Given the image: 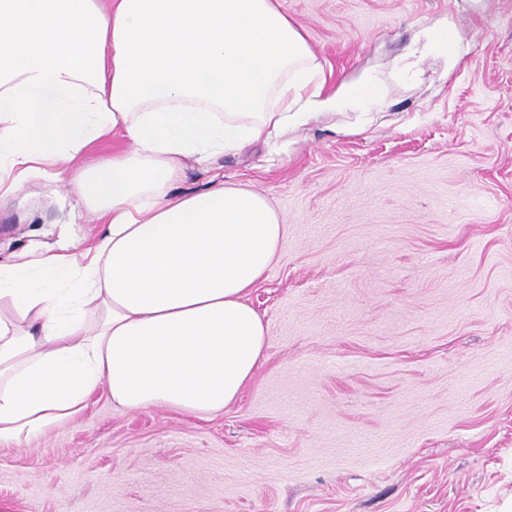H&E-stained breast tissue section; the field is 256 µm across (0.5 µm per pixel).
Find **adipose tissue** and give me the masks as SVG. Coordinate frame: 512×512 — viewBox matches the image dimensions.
<instances>
[{
  "label": "adipose tissue",
  "instance_id": "1",
  "mask_svg": "<svg viewBox=\"0 0 512 512\" xmlns=\"http://www.w3.org/2000/svg\"><path fill=\"white\" fill-rule=\"evenodd\" d=\"M324 87L278 0H0V200L40 174L99 225L0 263V444L74 421L101 390L122 411L239 398L269 336L246 297L286 226L250 189L175 187L187 161L381 92ZM115 136L130 149L92 156Z\"/></svg>",
  "mask_w": 512,
  "mask_h": 512
}]
</instances>
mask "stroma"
Masks as SVG:
<instances>
[{
    "mask_svg": "<svg viewBox=\"0 0 512 512\" xmlns=\"http://www.w3.org/2000/svg\"><path fill=\"white\" fill-rule=\"evenodd\" d=\"M326 89L272 151L188 164L267 198L287 235L247 300L269 328L222 414L124 412L0 445L8 512H512V0H279ZM452 30L457 60L427 52ZM36 176L0 206V260L96 231Z\"/></svg>",
    "mask_w": 512,
    "mask_h": 512,
    "instance_id": "35a3bbf8",
    "label": "stroma"
}]
</instances>
